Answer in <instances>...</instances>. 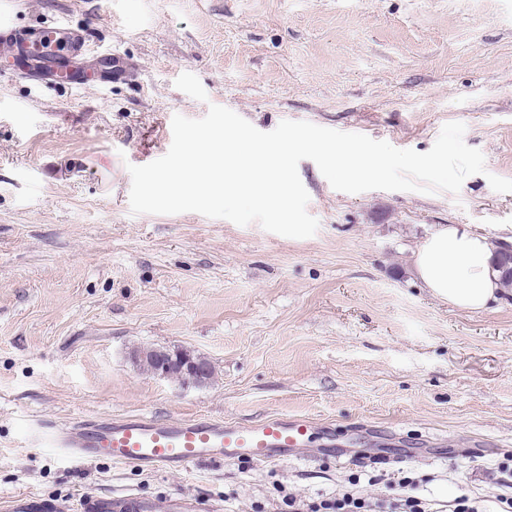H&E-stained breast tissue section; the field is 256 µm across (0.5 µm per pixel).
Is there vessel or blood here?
Returning <instances> with one entry per match:
<instances>
[{
  "label": "vessel or blood",
  "instance_id": "b4317fda",
  "mask_svg": "<svg viewBox=\"0 0 512 512\" xmlns=\"http://www.w3.org/2000/svg\"><path fill=\"white\" fill-rule=\"evenodd\" d=\"M0 53L37 58L35 79L53 86L67 79L74 86L87 83L76 68L80 60H111V52L97 50L89 36L65 39L60 28L42 25L18 27L0 22ZM310 423L303 418H272L252 426L215 419L159 420L142 414L91 417L72 424L38 423L33 441L84 461L107 458L142 468H179L207 460L233 461L247 457L255 463L278 459L307 438ZM198 499L163 496L144 499L134 494H82L74 512H205ZM58 504L42 495L23 492L15 496L10 512H58Z\"/></svg>",
  "mask_w": 512,
  "mask_h": 512
}]
</instances>
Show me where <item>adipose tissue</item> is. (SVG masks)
I'll list each match as a JSON object with an SVG mask.
<instances>
[{
	"label": "adipose tissue",
	"instance_id": "ef3b65f1",
	"mask_svg": "<svg viewBox=\"0 0 512 512\" xmlns=\"http://www.w3.org/2000/svg\"><path fill=\"white\" fill-rule=\"evenodd\" d=\"M500 243L465 224H440L419 245L412 268L432 297L468 312L488 309L503 292Z\"/></svg>",
	"mask_w": 512,
	"mask_h": 512
}]
</instances>
